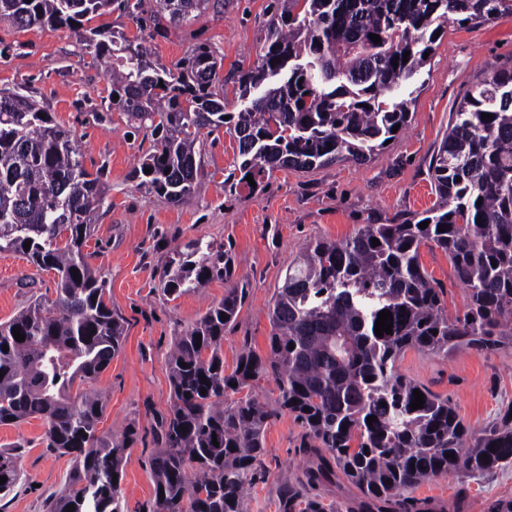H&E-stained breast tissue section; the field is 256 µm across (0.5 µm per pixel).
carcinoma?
<instances>
[{"label": "carcinoma", "instance_id": "1", "mask_svg": "<svg viewBox=\"0 0 512 512\" xmlns=\"http://www.w3.org/2000/svg\"><path fill=\"white\" fill-rule=\"evenodd\" d=\"M206 2L159 0V8L177 23ZM143 3L0 0V21L18 30L66 26L110 65L118 96L112 104L160 134L136 172L138 186L173 205L196 192V143L208 128L226 127L237 143L240 164L230 175L236 188L250 187L248 175L259 184L275 169L371 161L397 137L393 126H407L412 99L397 92L426 66L434 33L453 16L479 24L512 15V0H278L261 54L237 76L244 106L226 113L224 58L215 51L200 47L172 71L150 60L144 38L84 27L119 10L158 30L160 19L144 15ZM504 84L512 85L511 67L493 70L460 101L430 156L437 202L420 219L364 224L345 240L317 241L300 254L269 306L267 356L248 349L224 374V327L242 305L241 288L227 290L174 337L166 361L174 403L149 460L154 512H245L267 426L280 411L304 429L307 483L339 472L360 491L358 509L349 512H432L401 492L441 474L481 475L512 462V406L476 436L448 399L395 368L408 349L446 356L512 347V101L500 97ZM484 113L492 119L482 120ZM108 192L101 171L85 168L70 130L22 88L0 90V252L21 253L57 276L55 299L36 298L0 324V426L39 419L47 447L72 456L67 486L48 512L71 504L74 512L124 508L113 479H122L133 438L99 434L104 402L72 391L77 381L96 380L123 342V320L83 253ZM373 238L380 245L372 246ZM423 245L448 255L468 295L463 314L448 316L442 288L421 265ZM233 273L228 252L191 240L163 267L161 290L175 300ZM383 310L392 313V334L377 336ZM14 327L24 341H16ZM264 376L279 391L274 407L250 391ZM415 389L425 403L413 410ZM369 416L377 421L367 423ZM2 476L6 496L20 480L19 453L0 449ZM281 512L335 508L293 494Z\"/></svg>", "mask_w": 512, "mask_h": 512}]
</instances>
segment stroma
<instances>
[{
	"instance_id": "1",
	"label": "stroma",
	"mask_w": 512,
	"mask_h": 512,
	"mask_svg": "<svg viewBox=\"0 0 512 512\" xmlns=\"http://www.w3.org/2000/svg\"><path fill=\"white\" fill-rule=\"evenodd\" d=\"M274 0H209L167 37L150 41L153 59L167 68L198 46L224 59V106L236 112L237 70L259 53ZM512 66V15L482 24L449 20L413 87L411 118L370 162L343 161L300 171L279 169L253 190H229L225 178L237 165L238 147L225 128L200 135L201 171L196 193L180 205L146 193L135 173L157 142L112 104V71L86 50L66 27L20 31L0 23V89L25 86L54 120L73 132L88 170L100 169L110 188L84 252L106 280L105 299L124 320L121 351L83 389L106 404L100 432L136 439L123 462L125 512H151L154 486L149 459L159 448L158 426L173 404L165 359L177 333L221 301L228 286L245 289L236 319L224 329L225 372L243 350L268 351L267 310L289 265L318 239L342 240L364 224L398 223L436 201L428 176L435 147L448 132L458 102L481 77ZM200 239L224 248L234 260L231 282L169 301L158 282L177 248ZM420 260L444 290L449 315L463 312L466 294L447 255L421 247ZM55 274L36 269L19 253L0 252V322L10 320L32 299L53 298ZM398 372L449 399L473 433L490 425L512 405V349L443 356L415 349L401 355ZM304 429L287 412L265 433L262 467L246 512H280L288 489L321 496L344 507L356 505L359 490L346 478L308 486L301 448ZM41 420L0 427V447L19 445L22 476L0 499V512H46L52 495L67 483L73 460L46 447ZM408 499L427 501L436 512H489L492 503L512 501V464L476 477L440 475L408 490Z\"/></svg>"
}]
</instances>
